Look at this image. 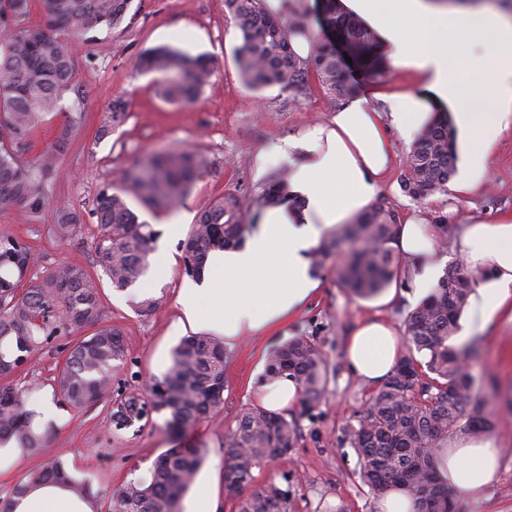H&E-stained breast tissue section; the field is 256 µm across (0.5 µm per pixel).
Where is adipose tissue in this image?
Here are the masks:
<instances>
[{
	"label": "adipose tissue",
	"instance_id": "ef3b65f1",
	"mask_svg": "<svg viewBox=\"0 0 512 512\" xmlns=\"http://www.w3.org/2000/svg\"><path fill=\"white\" fill-rule=\"evenodd\" d=\"M378 34L393 69L411 74L420 93L394 98L388 111L372 110L357 97L327 124L310 126L278 148L293 161L286 203L263 211L244 248L214 253L201 285L181 289L178 329L206 331L231 345L268 336L294 320L317 294L313 259L323 238L372 202L391 163L393 136L412 139L431 106L448 109L466 144V173L452 185L467 194L481 179L503 128L512 125V20L484 7L439 0H342ZM491 34L494 46L483 36ZM436 225L409 219L395 246L404 259L401 276L413 301L426 298L448 261L438 247ZM457 254L467 268L486 272L473 288L459 334L468 339L493 323L512 319V217L463 225ZM402 339L386 319L359 323L346 340L351 371L381 383L397 364ZM259 408L288 413L300 403V387L287 375L251 386ZM501 451L493 439L461 435L441 449L436 469L448 486L471 502L488 500L499 475ZM13 512H95L89 499L56 482L30 486L12 499Z\"/></svg>",
	"mask_w": 512,
	"mask_h": 512
}]
</instances>
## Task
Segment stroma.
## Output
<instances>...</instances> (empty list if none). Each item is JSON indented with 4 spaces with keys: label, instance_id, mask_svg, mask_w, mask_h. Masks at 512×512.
I'll list each match as a JSON object with an SVG mask.
<instances>
[{
    "label": "stroma",
    "instance_id": "35a3bbf8",
    "mask_svg": "<svg viewBox=\"0 0 512 512\" xmlns=\"http://www.w3.org/2000/svg\"><path fill=\"white\" fill-rule=\"evenodd\" d=\"M234 29L224 0H131L119 27L97 31L91 43L73 40L77 78L64 92L63 102L76 101L80 107L72 116L60 113L47 118L34 136V148L39 151L61 129L69 131L52 186L54 204L35 215L0 212V232L25 238L33 246L38 256L34 274L62 262L89 268L94 263L96 234L91 210L100 190L118 184L122 172L147 152L191 150L206 161L204 173L176 208L137 209L141 220L157 233L153 252L172 257L170 274L150 268L146 277L124 292L115 291L108 278L99 281L103 322L121 329L127 354L113 373L116 393L145 396L146 382L164 372L171 349L182 338L177 328L181 316L177 294L189 277L181 244L199 213L226 191H236L245 199L259 191L279 167L271 163L258 169L257 155L274 154L283 140L300 135L309 125L329 122L336 112L313 78L298 96L279 87L249 90L237 70L238 43L229 37ZM157 46H171L211 63L213 75L195 101H163L157 93L156 74L136 68L139 55ZM359 83L361 96L378 109L388 95L417 91L414 78L405 72L363 77ZM118 100L125 104L126 117L115 128H106L109 109ZM393 143L395 161L375 204L393 209L403 219L417 216L435 221L452 203L447 192L422 202L406 196L399 176L410 145L398 137ZM60 204L82 219L79 231L63 239L53 231ZM452 204L457 208L452 219L456 225L470 214L490 222L512 217V126L500 134L478 187ZM174 223L179 226L175 232L170 229ZM341 261L335 254L316 269L321 292L294 321L270 337L228 349L223 408L179 436L166 430L163 413L118 433L110 426L107 402L78 411L49 400L47 380L63 360L61 348L68 339L59 337L55 350L35 353L19 379L34 385L30 405L51 428V448L74 477L90 483L99 512H104L112 488L148 479L154 459L168 448L205 449L204 469L223 467L224 437L253 406L250 385L258 376V364L296 336H310L321 344L332 367L328 394L312 414L300 416L297 448L254 469L244 492L255 493L273 481L290 492L286 512H375L376 499L358 477L357 456L340 442L343 426L375 391L348 369L345 338L359 320L376 314L403 326L413 306L404 300L385 306L378 299H363L341 288L336 278ZM146 299L155 300L156 309L142 316L137 304ZM472 369L480 396L489 400L497 416L491 437L501 450V473L490 501L475 504L457 499L453 508L455 512H512V321L505 319L488 328Z\"/></svg>",
    "mask_w": 512,
    "mask_h": 512
}]
</instances>
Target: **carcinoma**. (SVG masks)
<instances>
[{
	"instance_id": "cac0c4a2",
	"label": "carcinoma",
	"mask_w": 512,
	"mask_h": 512,
	"mask_svg": "<svg viewBox=\"0 0 512 512\" xmlns=\"http://www.w3.org/2000/svg\"><path fill=\"white\" fill-rule=\"evenodd\" d=\"M241 33L236 62L243 83L253 91L279 86L295 94L306 90L309 74L317 76L328 99L343 103L356 94L353 68L375 73L381 58L378 34L362 18L346 13L340 0H292L288 19L271 14L264 0H225ZM130 0H43L42 22H26L30 0H0V210L37 214L50 203L49 187L57 174L58 157L66 150L68 131L33 159L32 136L45 118L63 111L61 97L76 79V64L63 35L86 37L101 28L120 25ZM331 33L314 54L300 59L291 46L295 33L315 35L314 27ZM351 61H346L345 57ZM141 69L165 75L162 97L169 103L193 99L212 69L173 47H155L139 59ZM455 134L438 116L421 130L406 154L399 185L416 201L445 190L456 172ZM199 157L188 151H162L137 160L124 171L120 185L103 189L92 215L97 234L95 264L112 287L123 292L146 276L150 267L152 226L139 221L128 200L169 208L177 204L203 172ZM286 177L277 176L248 201L226 192L200 213L185 240L187 274L201 279L210 254L244 245L251 225L245 211L264 209L283 199ZM58 230L68 234L80 217L58 209ZM398 214L372 207L343 226L327 248L315 252L320 266L331 250L345 254L337 268L343 287L360 298L387 288L399 269L395 243ZM35 264L33 247L23 238L0 234V441L12 440L26 454L46 455L48 433L35 424L27 409L30 390L10 380L23 371L33 353L56 336L90 329L64 349L63 362L52 378L53 395L61 404L85 409L109 395L113 369L126 358L122 331L102 324L99 279L78 265H60L27 279ZM485 273L457 263L438 280L433 293L405 321L406 348L393 372L369 405L342 431V443L353 448L358 475L372 494L381 496L402 486L422 503V512H452L448 490L440 485L433 464L448 439L459 432L480 437L494 428V417L475 389L470 361L478 341L452 343L459 330L468 295ZM28 287L19 290L23 281ZM224 342L190 335L176 345L165 371L152 379L149 397L133 394L114 400L109 418L115 430L132 427L154 413L166 412L167 428L184 432L224 406ZM329 361L319 343L297 336L275 348L265 374L291 375L301 387L304 412L326 398ZM300 439L295 416L260 408L247 410L225 437L224 452L241 450V462L227 495L236 512H285L288 490L271 482L247 497L242 490L252 470L270 458L282 457ZM205 459L199 448H170L154 461L147 481H129L108 494L106 512H180L181 500ZM54 481L88 495L86 482L65 466L49 460L28 482Z\"/></svg>"
}]
</instances>
